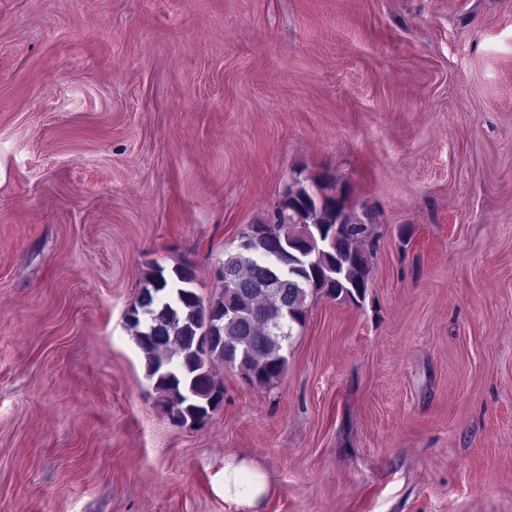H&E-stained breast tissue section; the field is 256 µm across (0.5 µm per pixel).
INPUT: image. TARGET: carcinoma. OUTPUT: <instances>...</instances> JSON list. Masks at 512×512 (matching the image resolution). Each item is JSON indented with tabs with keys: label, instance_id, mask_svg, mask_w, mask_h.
Listing matches in <instances>:
<instances>
[{
	"label": "carcinoma",
	"instance_id": "obj_1",
	"mask_svg": "<svg viewBox=\"0 0 512 512\" xmlns=\"http://www.w3.org/2000/svg\"><path fill=\"white\" fill-rule=\"evenodd\" d=\"M313 196L295 181L256 222L265 234L244 230L236 251L224 253L222 267L253 286V296L223 288L203 300L189 262L169 272L154 265L143 273L126 322L173 424H201L217 410L224 394L212 373L217 361L238 369L253 387L274 386L286 371L294 331L305 325L308 297L354 303L365 298L371 255L359 243L371 237L370 225L355 219L347 198L326 197L317 206ZM300 234L311 241L307 263L290 256ZM281 304L291 315L278 310ZM208 323L220 329L205 351L199 338Z\"/></svg>",
	"mask_w": 512,
	"mask_h": 512
}]
</instances>
